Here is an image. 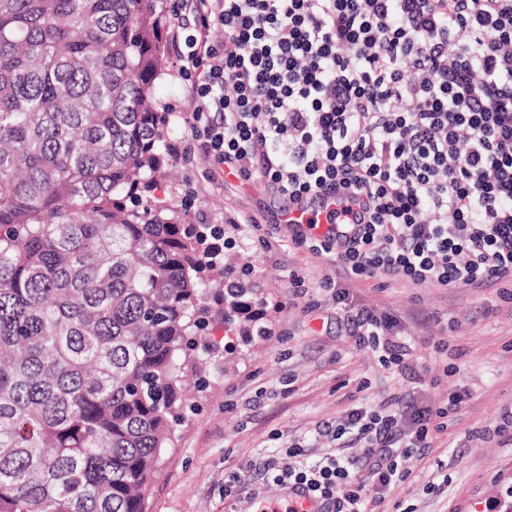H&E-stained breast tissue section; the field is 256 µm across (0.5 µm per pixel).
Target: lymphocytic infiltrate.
Listing matches in <instances>:
<instances>
[{"mask_svg": "<svg viewBox=\"0 0 512 512\" xmlns=\"http://www.w3.org/2000/svg\"><path fill=\"white\" fill-rule=\"evenodd\" d=\"M173 44L192 81L177 160L257 178L290 202L358 203L335 238L292 241L352 278L420 287H512V0H184ZM221 27L226 44L212 38ZM379 345L393 318L347 309ZM470 397L404 411L362 403L268 457L275 485L321 512H373ZM359 447L347 457L346 445Z\"/></svg>", "mask_w": 512, "mask_h": 512, "instance_id": "lymphocytic-infiltrate-1", "label": "lymphocytic infiltrate"}]
</instances>
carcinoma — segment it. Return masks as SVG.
I'll list each match as a JSON object with an SVG mask.
<instances>
[{"instance_id": "obj_1", "label": "carcinoma", "mask_w": 512, "mask_h": 512, "mask_svg": "<svg viewBox=\"0 0 512 512\" xmlns=\"http://www.w3.org/2000/svg\"><path fill=\"white\" fill-rule=\"evenodd\" d=\"M162 0H0V512H148L209 245L168 162ZM251 291L224 289L247 339Z\"/></svg>"}]
</instances>
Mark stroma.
I'll return each instance as SVG.
<instances>
[{"label": "stroma", "mask_w": 512, "mask_h": 512, "mask_svg": "<svg viewBox=\"0 0 512 512\" xmlns=\"http://www.w3.org/2000/svg\"><path fill=\"white\" fill-rule=\"evenodd\" d=\"M158 94L173 108L176 136H183L194 99L176 62H169ZM155 196L181 210L184 223L222 225L239 262L252 267L269 333L225 354L223 308L212 305L205 337L211 353L198 368L204 385L193 389L195 409L176 426L168 460L149 488V512H250L253 494L279 496V486L262 478L263 461L295 442L320 455L326 442L315 433L319 424L364 400L442 404L458 385L471 392L467 405L423 456L404 461L409 476L390 488L382 510L512 512V445L491 433L512 408V300L494 288L336 278L327 257L278 246L274 225L286 199L204 161H170ZM243 206L263 217L262 230L248 240L224 221ZM339 291L349 305L396 319L393 340L408 349L403 364L385 366L383 349L348 334L334 300ZM234 469L250 477L228 499L224 476Z\"/></svg>", "instance_id": "35a3bbf8"}]
</instances>
